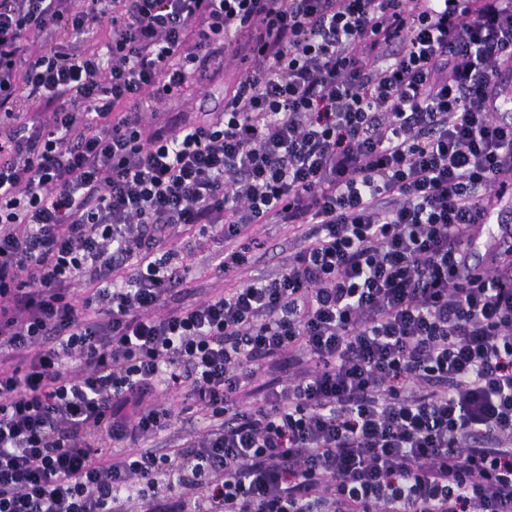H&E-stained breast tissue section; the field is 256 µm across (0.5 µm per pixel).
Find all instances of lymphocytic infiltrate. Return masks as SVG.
<instances>
[{"label": "lymphocytic infiltrate", "mask_w": 512, "mask_h": 512, "mask_svg": "<svg viewBox=\"0 0 512 512\" xmlns=\"http://www.w3.org/2000/svg\"><path fill=\"white\" fill-rule=\"evenodd\" d=\"M503 101L512 0H0V512H512ZM241 68L228 65L224 75L208 82L204 89L190 92L192 95L185 103H174L166 107L171 112H218L224 105L225 96L239 79ZM257 236L259 240L265 241L268 254L263 256L260 262L252 269V272L245 274L248 277L257 275H268L277 271L283 258L288 255V247L292 246L293 233L285 224H257ZM264 225V226H261ZM206 255H208V252L197 253L193 260L196 266V279H191L192 277H190L191 280L188 281L187 286L193 288L197 285L199 288L207 289V291L211 289V286L220 287L221 289L230 288L231 282L224 281L222 283L221 280L214 277L212 270L208 267V262L203 261Z\"/></svg>", "instance_id": "obj_1"}]
</instances>
